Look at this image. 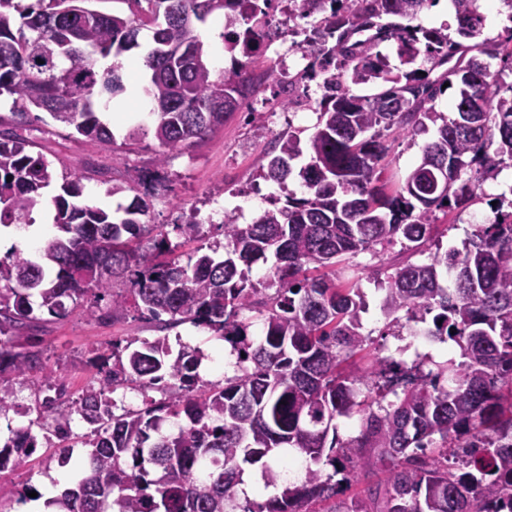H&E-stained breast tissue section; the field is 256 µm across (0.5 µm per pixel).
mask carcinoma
<instances>
[{
    "mask_svg": "<svg viewBox=\"0 0 512 512\" xmlns=\"http://www.w3.org/2000/svg\"><path fill=\"white\" fill-rule=\"evenodd\" d=\"M130 14L104 13L77 0H35L19 10L0 0V99L13 112L34 110L110 150V126L99 118L129 93L121 66L99 64L138 46L143 18L154 25L153 48L143 58L148 74L135 94L148 108L150 125L129 133L152 134L161 151L193 146L257 93L243 79L241 59L225 45L231 64L214 77L197 23L227 9L243 33L261 39L267 8L259 0H124ZM435 0H312L336 19L331 41L316 29L302 48L303 78L317 82L316 131L310 161L298 176L306 192L286 195L281 207L246 226L224 214V254L200 245L187 262L157 224H146L149 203L136 188L115 185L112 195L132 192L124 216L80 201L83 175L63 176L53 196L54 224L65 236L45 239L40 261L0 260V415L16 403V385L37 372L40 354L25 346L21 331L38 321L31 302L51 317L70 307L92 310L112 293V314L133 304L150 319L172 326L191 321L207 327L244 353L240 374L224 384H200L201 354L186 346L172 355L168 339L141 346L112 344L92 364L100 378L71 403L44 398L42 410L58 447L69 449L72 414L89 425L88 449L77 484L46 501L51 512H512V211L497 198L495 219L477 224L463 251L442 250L433 238L435 211L466 210L481 183L512 167V29L503 39L483 36L479 0H450L456 22L426 28L414 23ZM18 11L15 23L9 9ZM387 16L410 20L385 23ZM376 28L378 39L355 30ZM397 45L392 68L378 47ZM443 68L434 79L414 67L419 56ZM457 87L454 117L435 109L444 84ZM384 85L359 95L358 85ZM437 137L399 185L384 178V133L414 134L426 122ZM27 138L0 130V224L30 223L42 190L55 177L52 164L32 153ZM301 154L292 134L264 153V176L283 183L290 161ZM448 180V192L440 185ZM150 236L151 247L140 246ZM435 247L426 264L406 262L374 278L382 291L387 326L412 336L452 341L460 360L446 368L375 356L362 372L352 359L369 351L362 333L361 289L332 278H308L307 267H333L342 257L377 246ZM273 254L275 292L250 279L251 267ZM451 276L445 288L441 275ZM118 282L131 287L116 293ZM258 314L263 338L253 345L245 311ZM406 323H401L400 312ZM134 385L169 391L143 410L113 411L109 394ZM359 417V435L339 438L335 420ZM170 417L186 424L153 437ZM31 430L14 431L0 445V471L36 448ZM287 452L307 462L304 480L263 503H240L235 488L244 466ZM357 476L388 464L384 485L364 500L339 498L340 483L323 473Z\"/></svg>",
    "mask_w": 512,
    "mask_h": 512,
    "instance_id": "carcinoma-1",
    "label": "carcinoma"
}]
</instances>
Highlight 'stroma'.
I'll list each match as a JSON object with an SVG mask.
<instances>
[{
    "label": "stroma",
    "instance_id": "35a3bbf8",
    "mask_svg": "<svg viewBox=\"0 0 512 512\" xmlns=\"http://www.w3.org/2000/svg\"><path fill=\"white\" fill-rule=\"evenodd\" d=\"M251 79L261 80V70L249 67ZM258 93L251 97L248 106L242 107L234 119L225 123L205 141L188 149L169 153L162 169L165 188L152 199L146 218L147 223L162 225L168 232L176 252L188 258L198 243L216 244L224 240L223 219L226 211L239 208V224L253 223L263 212L271 208L275 199L293 193L303 195L305 189L299 178H290L285 185L260 177L257 164L261 153L281 133L294 130L300 142H308L314 132L317 116L312 101L318 98L316 85H309V105L292 112L287 96L281 95L272 80H261ZM120 112L112 131L116 143L112 149L103 150L78 135L73 129L53 120L18 125L17 131L33 141L39 152L51 162L56 175L77 172L84 176L83 202L108 210L127 206L131 194L109 195L112 184L137 183L143 171L154 169L159 148L152 137L134 141L127 133L136 127L138 120L136 97L128 96L113 106ZM435 138L434 128H427L416 135H390L386 138L387 152L384 159L387 175L403 177L422 154L423 148ZM46 202L37 206L33 217V238L21 237L0 254H20L35 257L39 239L55 235L52 208L49 202L53 189H46ZM195 216L200 224L201 242L183 240L174 233V225L183 223L187 216ZM495 213L487 203L469 207L462 213L437 212L435 222L440 230L439 240L443 247H462L468 232L475 225L494 220ZM430 251L406 250L401 246L346 255L333 268L322 269L325 277L340 280L361 279L365 309L361 314L365 331L370 332L375 343L380 344L386 356L403 354L405 361H413L416 354H431L435 361L448 357L446 346H424L409 335L387 334V321L383 317L380 293L374 282L364 280L363 275L378 268H388L404 262L426 263ZM183 339L200 350L203 360L199 366L203 383H217L224 379V358L231 347L219 340L215 333L192 324L179 326ZM157 335L154 324L140 317L135 309H128L121 319L111 318L106 307H99L95 314L75 309L66 317H44L36 330L31 331L29 343L41 352L44 362L58 379L56 388L48 389L37 381L25 382L16 400V407L7 418L0 420V431L7 428H31L40 441L34 452L19 465L0 471V512H28L27 505L16 500L17 490L32 487L41 495H57L63 488L75 483L86 459V451L76 448L72 461L59 466L58 448L42 438L38 423V400L46 396L75 398L97 379V371L89 360L98 353L111 349L113 344L133 338L152 339Z\"/></svg>",
    "mask_w": 512,
    "mask_h": 512
}]
</instances>
